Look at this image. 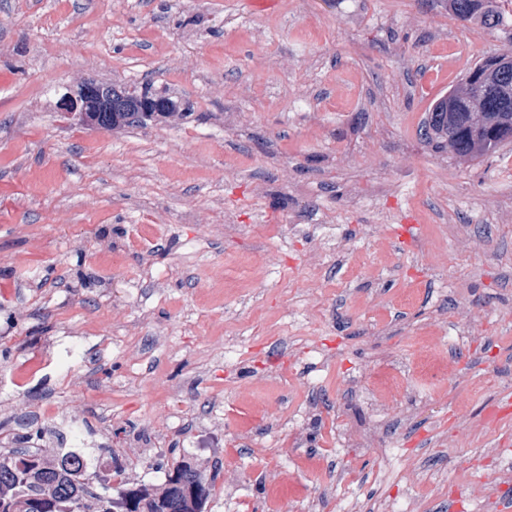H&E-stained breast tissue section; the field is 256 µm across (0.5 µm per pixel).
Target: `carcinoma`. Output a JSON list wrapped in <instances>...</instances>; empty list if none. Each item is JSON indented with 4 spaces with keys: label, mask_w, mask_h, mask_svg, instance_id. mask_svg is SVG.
Returning <instances> with one entry per match:
<instances>
[{
    "label": "carcinoma",
    "mask_w": 512,
    "mask_h": 512,
    "mask_svg": "<svg viewBox=\"0 0 512 512\" xmlns=\"http://www.w3.org/2000/svg\"><path fill=\"white\" fill-rule=\"evenodd\" d=\"M512 0H448L462 21L498 27ZM455 106L436 101L423 126L425 137L459 156L480 157L512 140V100L504 101L489 82L472 76L449 90ZM216 474L184 462L158 487L139 485L129 512H205ZM97 472L68 456L48 457L15 448L0 454V512H124L119 503L128 488L98 494Z\"/></svg>",
    "instance_id": "cac0c4a2"
}]
</instances>
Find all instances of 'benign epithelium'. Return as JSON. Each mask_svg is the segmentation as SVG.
<instances>
[{
	"mask_svg": "<svg viewBox=\"0 0 512 512\" xmlns=\"http://www.w3.org/2000/svg\"><path fill=\"white\" fill-rule=\"evenodd\" d=\"M500 65L502 69L497 75L496 84L504 93H512L508 73L512 55L502 58ZM67 97L70 100L67 115L81 125L97 127L100 126L99 115L104 112H121L124 120L144 121L156 112H175L179 108L178 102L161 93L136 96L125 88L94 80L70 87Z\"/></svg>",
	"mask_w": 512,
	"mask_h": 512,
	"instance_id": "benign-epithelium-1",
	"label": "benign epithelium"
}]
</instances>
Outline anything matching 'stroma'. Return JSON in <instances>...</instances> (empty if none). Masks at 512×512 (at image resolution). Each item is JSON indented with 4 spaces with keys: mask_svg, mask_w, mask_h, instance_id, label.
Listing matches in <instances>:
<instances>
[{
    "mask_svg": "<svg viewBox=\"0 0 512 512\" xmlns=\"http://www.w3.org/2000/svg\"><path fill=\"white\" fill-rule=\"evenodd\" d=\"M509 50L512 19L460 21L448 0L260 14L249 0H0V451L22 447L32 407L59 404L89 427L86 455L111 451L113 486L162 484L182 460L231 473L235 492L216 484L207 512H304L316 497L323 512L377 497L448 512L451 490L503 489L485 450L512 458V417L491 413L512 393V314L496 313L512 304V223L490 203L512 199V141L470 160L420 130ZM85 79L148 83L188 113L84 127L61 99ZM355 181L394 190L350 209ZM409 213L421 229L404 244ZM354 224L380 225L385 265L363 240L337 260ZM244 254L257 282L224 292ZM460 300L480 312L457 350L464 377L422 376L419 339L437 316L453 335ZM391 352L431 404L408 418L399 394L376 447H353L372 414L344 385L375 383Z\"/></svg>",
    "mask_w": 512,
    "mask_h": 512,
    "instance_id": "1",
    "label": "stroma"
}]
</instances>
